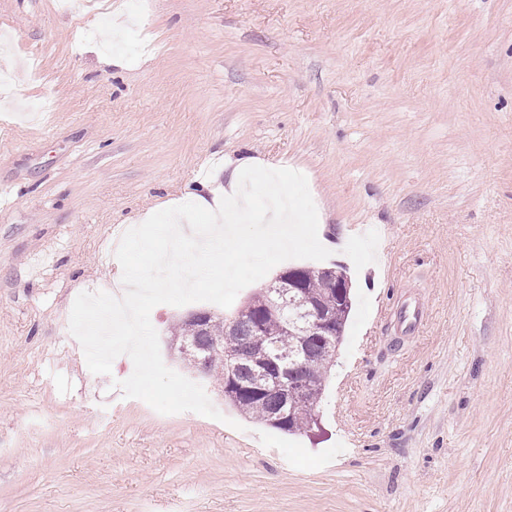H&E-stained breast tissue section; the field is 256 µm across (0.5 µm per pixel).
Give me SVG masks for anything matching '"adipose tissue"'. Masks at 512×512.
I'll list each match as a JSON object with an SVG mask.
<instances>
[{
    "label": "adipose tissue",
    "mask_w": 512,
    "mask_h": 512,
    "mask_svg": "<svg viewBox=\"0 0 512 512\" xmlns=\"http://www.w3.org/2000/svg\"><path fill=\"white\" fill-rule=\"evenodd\" d=\"M188 199L194 208L207 210L211 216V222L205 231L208 249L204 257L190 255L186 258L192 276L208 280L215 274L217 259L223 258L226 252L232 251L241 242L239 224L227 218L229 207L240 203L238 183L232 179L225 184L223 193L210 196L192 193Z\"/></svg>",
    "instance_id": "adipose-tissue-1"
}]
</instances>
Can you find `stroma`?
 <instances>
[{"label": "stroma", "instance_id": "1", "mask_svg": "<svg viewBox=\"0 0 512 512\" xmlns=\"http://www.w3.org/2000/svg\"><path fill=\"white\" fill-rule=\"evenodd\" d=\"M4 34L0 512H512V0H0ZM248 158L306 176L352 284L301 434L170 354L216 304L150 320L219 421L69 330L116 236Z\"/></svg>", "mask_w": 512, "mask_h": 512}]
</instances>
